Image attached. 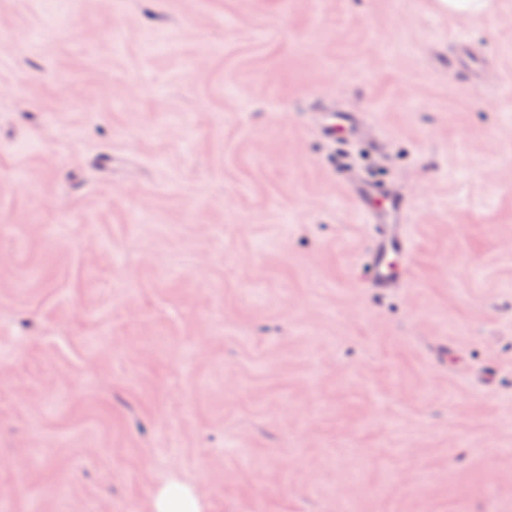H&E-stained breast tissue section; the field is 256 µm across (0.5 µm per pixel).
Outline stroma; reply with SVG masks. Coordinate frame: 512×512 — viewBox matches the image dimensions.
<instances>
[{"label":"stroma","instance_id":"obj_1","mask_svg":"<svg viewBox=\"0 0 512 512\" xmlns=\"http://www.w3.org/2000/svg\"><path fill=\"white\" fill-rule=\"evenodd\" d=\"M490 2L0 0V512H512ZM340 150L407 197L383 293ZM442 9H448V13L465 14L472 17H479L488 7L489 2L485 0H439ZM150 512H200V498L194 487L170 483L150 501Z\"/></svg>","mask_w":512,"mask_h":512}]
</instances>
